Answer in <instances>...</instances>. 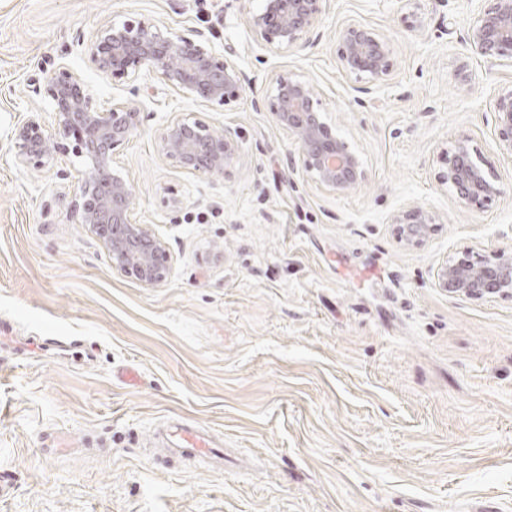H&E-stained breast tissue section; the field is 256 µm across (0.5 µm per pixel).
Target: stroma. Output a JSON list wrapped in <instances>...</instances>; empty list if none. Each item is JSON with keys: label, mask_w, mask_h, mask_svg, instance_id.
Segmentation results:
<instances>
[{"label": "stroma", "mask_w": 512, "mask_h": 512, "mask_svg": "<svg viewBox=\"0 0 512 512\" xmlns=\"http://www.w3.org/2000/svg\"><path fill=\"white\" fill-rule=\"evenodd\" d=\"M257 0H0V512H512V297L438 288L466 248L512 249V159L493 143L492 95L512 68L466 42L489 0H331L317 40L274 52ZM127 18L195 29L250 79L226 106L157 79L98 71V29ZM363 21L393 46L388 84L338 68L337 30ZM64 62L98 106L141 123L112 156L136 219L174 257L147 287L112 266L75 200L89 165L60 151L21 167L25 116L54 130L40 69ZM314 85L360 151L344 194L302 171L267 96ZM236 131L223 174L159 150L173 113ZM470 140L506 192L464 208L440 156ZM437 217L420 246L393 215ZM173 419L205 430L223 469L155 450Z\"/></svg>", "instance_id": "1"}]
</instances>
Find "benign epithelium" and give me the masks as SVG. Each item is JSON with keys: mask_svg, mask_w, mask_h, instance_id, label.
Listing matches in <instances>:
<instances>
[{"mask_svg": "<svg viewBox=\"0 0 512 512\" xmlns=\"http://www.w3.org/2000/svg\"><path fill=\"white\" fill-rule=\"evenodd\" d=\"M329 2L260 0L250 15V28L271 50L298 51L319 35ZM336 38L343 73L364 77L376 86L388 83L393 72L392 44L383 33L350 21L336 32ZM467 42L473 54L491 64L512 61V0H493L469 28ZM90 53L97 69L114 79L135 80L148 71L194 101L227 105L249 84L247 75L216 56L197 30L172 32L128 19L100 28ZM46 92L54 103L57 138L33 114L18 122L10 136L17 164H46L64 149L62 140L73 141L75 152L90 162L78 198L86 228L107 249L116 270L146 286L162 285L172 273L173 257L148 225L137 222L126 182L109 170L112 153L137 128L140 112L123 101L110 109L98 107L91 91L64 64L46 76ZM268 103L276 124L288 131L296 145V152L288 154V169L304 171L317 185L337 194L365 179L359 152L324 121L313 85L281 77ZM491 106L496 115L494 145L512 157V85L499 89ZM159 148L179 167L200 174L225 173L238 153L231 133L217 135L190 115H177L167 123ZM478 156L468 142L455 143L446 151V168L440 176L458 200L473 210L505 192L503 183L486 177ZM393 223L398 225L401 242L421 245L434 231L435 217L412 206L394 215ZM436 279L438 287L456 297L512 296V252L476 257L465 251L440 266Z\"/></svg>", "mask_w": 512, "mask_h": 512, "instance_id": "obj_1", "label": "benign epithelium"}]
</instances>
